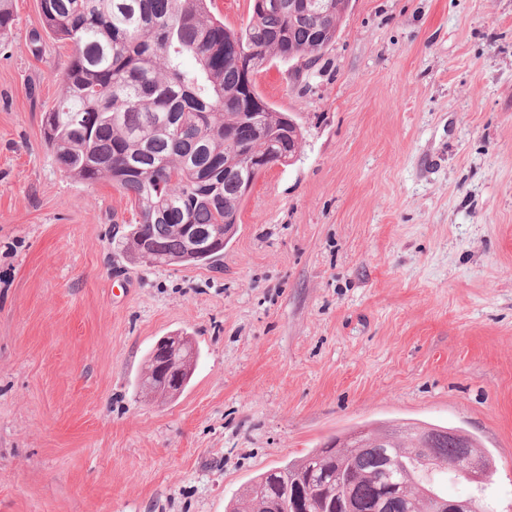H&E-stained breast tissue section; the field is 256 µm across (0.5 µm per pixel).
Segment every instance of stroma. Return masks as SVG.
<instances>
[{
    "label": "stroma",
    "instance_id": "stroma-1",
    "mask_svg": "<svg viewBox=\"0 0 512 512\" xmlns=\"http://www.w3.org/2000/svg\"><path fill=\"white\" fill-rule=\"evenodd\" d=\"M0 42V512H225L361 427L432 423L495 461L512 512V0H351L310 71L256 77L304 140L266 169L217 267L118 249L137 215L44 143L71 44L38 0ZM188 386L139 389L163 337Z\"/></svg>",
    "mask_w": 512,
    "mask_h": 512
}]
</instances>
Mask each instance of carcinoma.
I'll return each instance as SVG.
<instances>
[{"mask_svg":"<svg viewBox=\"0 0 512 512\" xmlns=\"http://www.w3.org/2000/svg\"><path fill=\"white\" fill-rule=\"evenodd\" d=\"M289 2L253 4L236 30L211 14V0H40L45 30L73 48L57 76L60 97L43 117L44 142L72 179L110 181L131 199L139 220L122 241L124 253L136 255L149 242L155 254L146 266L218 261L224 237L209 255L194 257L182 225L222 233L238 223L244 198L238 173L224 174L225 159L252 163L255 179L268 168L263 157L303 139L302 128L288 125V113L270 106L251 76L274 59L313 68L323 34L336 33L344 14L298 16ZM13 24L12 0H0L1 41ZM243 112L265 113L264 133L244 126ZM436 430L392 425L384 432L396 443L385 450L356 446L357 432L343 437L344 448L327 442L254 478L230 512H264L274 497L286 505L299 483L308 512H336L342 495L372 512L386 455L405 451L414 473L423 463L410 445L431 437L433 462L451 469L462 461L461 449Z\"/></svg>","mask_w":512,"mask_h":512,"instance_id":"cac0c4a2","label":"carcinoma"}]
</instances>
